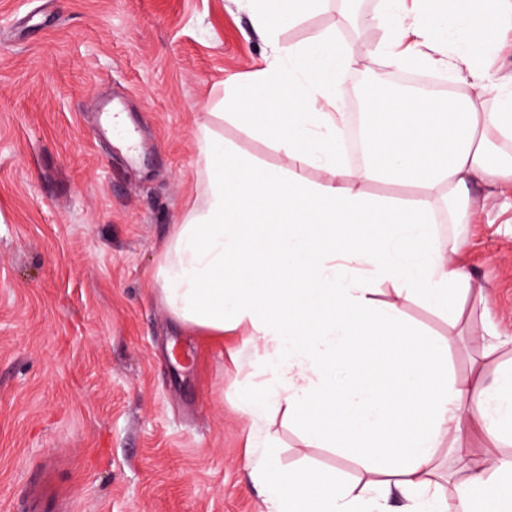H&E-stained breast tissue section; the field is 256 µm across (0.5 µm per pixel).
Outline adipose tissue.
Listing matches in <instances>:
<instances>
[{
    "label": "adipose tissue",
    "mask_w": 512,
    "mask_h": 512,
    "mask_svg": "<svg viewBox=\"0 0 512 512\" xmlns=\"http://www.w3.org/2000/svg\"><path fill=\"white\" fill-rule=\"evenodd\" d=\"M449 5L465 27L459 45L433 21L407 23L405 0H388L395 24L382 52L340 49L332 36L313 53L274 48L235 100L263 102L262 132L288 167H253L233 144L198 128L210 197L174 230L160 268L164 300L183 324L213 336L252 327L249 342L273 379L263 396L244 403V414L255 421L285 410L310 447L347 449L371 475L354 486L263 459L253 477L266 512H390L395 492L406 512H442L436 458L446 438L463 471L456 512H512V458L477 457L466 445L475 425L495 440L512 434V370L489 385L479 375L450 380L446 341L419 333L397 305L377 303L367 279L388 271L398 295L459 319L474 285L434 248L436 209L447 206L449 223H469L472 187L512 183V155L494 143L512 139V92L501 90L487 108L477 95L487 78L475 65L489 45L488 22L512 24V0ZM379 56L445 70L453 92L375 93L368 161L353 168L339 156L343 75ZM310 166L333 170L335 181L309 182L303 171ZM381 176L416 188L418 203L360 191ZM320 226L352 274H339L319 251ZM340 360L360 371L343 393L328 380Z\"/></svg>",
    "instance_id": "1"
}]
</instances>
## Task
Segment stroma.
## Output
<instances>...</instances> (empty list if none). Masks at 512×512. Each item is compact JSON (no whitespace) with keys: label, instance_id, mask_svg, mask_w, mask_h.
I'll list each match as a JSON object with an SVG mask.
<instances>
[{"label":"stroma","instance_id":"obj_1","mask_svg":"<svg viewBox=\"0 0 512 512\" xmlns=\"http://www.w3.org/2000/svg\"><path fill=\"white\" fill-rule=\"evenodd\" d=\"M383 0L270 13L250 0H0V512H263L253 466L274 457L356 482L343 448L306 447L284 412L251 425L244 400L271 377L243 337L188 329L162 300L159 269L176 224L202 199L196 131L253 164L288 159L260 132L262 107L236 110L273 44L323 34L380 48ZM140 119L126 162L90 123L104 95ZM469 224L439 223L434 246L476 291L457 322L400 300L389 274L374 298L449 340L451 378L492 380L512 364V184ZM265 439L248 445L252 430Z\"/></svg>","mask_w":512,"mask_h":512}]
</instances>
